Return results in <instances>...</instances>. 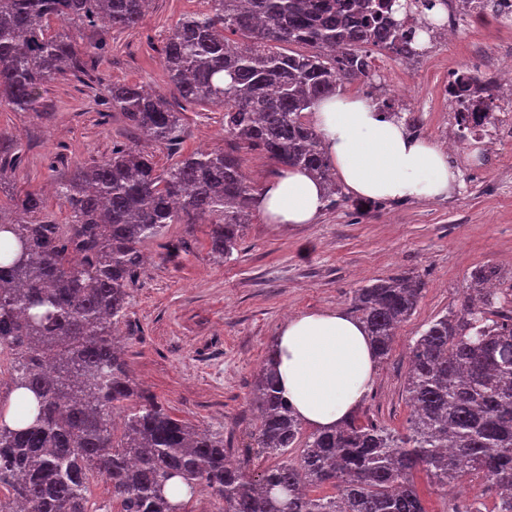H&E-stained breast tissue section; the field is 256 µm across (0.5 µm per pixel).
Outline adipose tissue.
<instances>
[{"mask_svg": "<svg viewBox=\"0 0 512 512\" xmlns=\"http://www.w3.org/2000/svg\"><path fill=\"white\" fill-rule=\"evenodd\" d=\"M311 120L350 194L364 199H437L457 181L447 152L384 119L366 98L329 96ZM271 224H311L324 206L321 184L299 169H283L258 193ZM282 395L304 422L330 427L345 419L371 388L377 363L361 325L340 312L290 318L277 336Z\"/></svg>", "mask_w": 512, "mask_h": 512, "instance_id": "obj_1", "label": "adipose tissue"}]
</instances>
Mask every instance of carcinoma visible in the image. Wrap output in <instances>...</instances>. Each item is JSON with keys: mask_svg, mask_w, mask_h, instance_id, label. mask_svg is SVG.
Segmentation results:
<instances>
[{"mask_svg": "<svg viewBox=\"0 0 512 512\" xmlns=\"http://www.w3.org/2000/svg\"><path fill=\"white\" fill-rule=\"evenodd\" d=\"M148 0H0V105L43 111V86L84 73L104 49L101 33L132 28ZM176 23L163 67L181 97L224 110V137L283 168L310 173L325 201L342 200L313 105L346 81L368 78L372 50L411 61L425 46L400 0H205ZM56 23L91 32L81 47ZM238 34L240 43L224 37ZM310 48L274 51L269 44ZM459 139L480 105L460 79ZM111 108L158 147L179 145L180 113L138 84L117 83ZM54 194L69 214L47 218L46 199L29 191L0 205V344L16 355L11 420L0 412V488L14 507L0 512H86L89 478L112 487L120 512H188L206 487L219 512H427L413 481L422 470L447 488L480 475L495 490L491 512H512V298L485 284L503 278L472 271L460 305L426 324L409 346L406 433L349 416L302 435V421L279 391L268 360L256 381L257 442L281 457L257 477L230 463L224 435L172 417L131 378L115 334L143 268L142 244L172 224H204L209 252L237 250L257 189L232 151L196 150L160 172L136 148L77 164ZM425 290L417 275H389L354 290L352 313L376 361L390 355L396 330ZM123 407L121 433L113 410ZM302 443L299 461L286 458ZM186 497L177 498V485ZM332 487L335 495L309 489Z\"/></svg>", "mask_w": 512, "mask_h": 512, "instance_id": "carcinoma-1", "label": "carcinoma"}]
</instances>
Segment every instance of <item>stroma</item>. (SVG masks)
Segmentation results:
<instances>
[{
    "instance_id": "1",
    "label": "stroma",
    "mask_w": 512,
    "mask_h": 512,
    "mask_svg": "<svg viewBox=\"0 0 512 512\" xmlns=\"http://www.w3.org/2000/svg\"><path fill=\"white\" fill-rule=\"evenodd\" d=\"M201 0H151L141 23L110 32L111 49L88 64L87 76L52 81L45 113L0 107V134L16 140L21 161L0 184V200L48 188L75 163L100 161L114 149L135 145L158 168L194 150H224V114L187 104L167 81L161 50L182 14ZM512 52V25L465 23L460 35L438 43L433 63L375 54V64L408 109L421 116L420 137L448 140V107L436 92L449 71L471 66L476 56L494 62ZM130 82L162 94L180 112L183 136L173 149L157 147L106 106L113 82ZM458 184L442 200L372 202L346 196L324 207L312 224L279 226L255 214L237 251L215 261L199 227L170 225L144 243L148 257L137 276L120 325L133 378L155 394L168 413L224 435L230 460L254 475L276 464L259 448L252 390L278 331L288 318L320 311H351L356 288L392 273H417L424 296L398 331L393 350L377 368L357 407L361 422L405 431L411 407L404 391L408 347L424 324L457 307L477 266L512 272V143L482 152L462 146ZM190 240V253L170 257L171 245ZM414 483L428 512H461L474 498L494 493L472 481L471 494L443 490L426 472Z\"/></svg>"
}]
</instances>
